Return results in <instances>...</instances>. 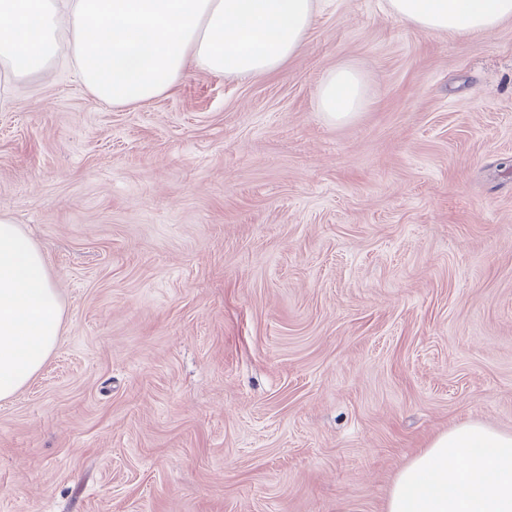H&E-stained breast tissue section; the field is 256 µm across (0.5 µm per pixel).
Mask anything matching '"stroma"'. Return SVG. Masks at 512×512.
Masks as SVG:
<instances>
[{"label":"stroma","instance_id":"obj_1","mask_svg":"<svg viewBox=\"0 0 512 512\" xmlns=\"http://www.w3.org/2000/svg\"><path fill=\"white\" fill-rule=\"evenodd\" d=\"M0 213L66 309L0 404V512H384L438 434L512 432V20L321 0L276 72L122 109L59 55L0 104ZM392 15L429 34L488 33L512 19V0H387ZM364 102V82L359 71L339 65L330 69L317 90L319 112L330 121H349L360 111Z\"/></svg>","mask_w":512,"mask_h":512}]
</instances>
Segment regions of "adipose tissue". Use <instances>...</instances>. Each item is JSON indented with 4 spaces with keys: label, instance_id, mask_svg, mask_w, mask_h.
<instances>
[{
    "label": "adipose tissue",
    "instance_id": "adipose-tissue-1",
    "mask_svg": "<svg viewBox=\"0 0 512 512\" xmlns=\"http://www.w3.org/2000/svg\"><path fill=\"white\" fill-rule=\"evenodd\" d=\"M319 0H0V76L14 81L67 52L94 101L135 107L172 91L188 65L260 76L301 50ZM429 34L488 33L512 0H387ZM364 102L359 71L330 69L319 112L349 121ZM63 316L40 248L0 214V401L13 398L56 348ZM384 512H512V432L467 421L398 471Z\"/></svg>",
    "mask_w": 512,
    "mask_h": 512
}]
</instances>
